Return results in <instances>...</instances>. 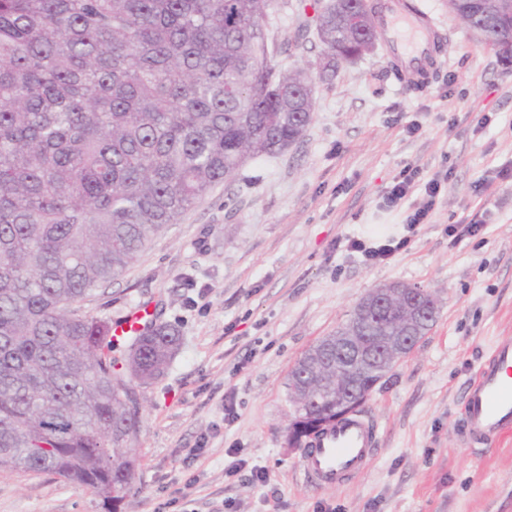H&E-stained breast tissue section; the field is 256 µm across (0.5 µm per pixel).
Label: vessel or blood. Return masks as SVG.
Returning a JSON list of instances; mask_svg holds the SVG:
<instances>
[{"label": "vessel or blood", "mask_w": 512, "mask_h": 512, "mask_svg": "<svg viewBox=\"0 0 512 512\" xmlns=\"http://www.w3.org/2000/svg\"><path fill=\"white\" fill-rule=\"evenodd\" d=\"M383 40L401 63L400 79L428 83L440 33L430 15L413 0H383L380 13ZM470 442L490 444L512 434V336L500 337L469 383L462 414ZM378 447V427L359 411L336 421L304 449L299 467L317 488H332L369 466Z\"/></svg>", "instance_id": "1"}]
</instances>
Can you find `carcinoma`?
Wrapping results in <instances>:
<instances>
[{
    "mask_svg": "<svg viewBox=\"0 0 512 512\" xmlns=\"http://www.w3.org/2000/svg\"><path fill=\"white\" fill-rule=\"evenodd\" d=\"M275 0H0V474L48 473L118 512L132 492L142 429L136 387L164 372L178 330L153 319L122 346L82 311L168 224L253 158L295 143L316 87L271 63ZM324 54H366L374 0H317ZM491 0H448L457 15ZM288 377V445L336 414V356L312 387ZM357 379L360 409L385 376Z\"/></svg>",
    "mask_w": 512,
    "mask_h": 512,
    "instance_id": "carcinoma-1",
    "label": "carcinoma"
}]
</instances>
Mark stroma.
<instances>
[{"mask_svg":"<svg viewBox=\"0 0 512 512\" xmlns=\"http://www.w3.org/2000/svg\"><path fill=\"white\" fill-rule=\"evenodd\" d=\"M443 33L430 83H400L385 45L318 84L312 120L281 153L249 161L180 223L166 226L121 277L82 306L117 320L146 306L180 346L141 388L138 493L120 512H512V436L493 446L462 434L468 382L493 342L512 336V62L477 39L447 0H415ZM312 0H280L268 17L282 70L318 61L305 23ZM420 177L404 203L384 198L406 166ZM447 181L427 223L405 221ZM481 224L452 241L454 224ZM410 235L368 265L346 240ZM432 290L438 318L364 404L378 426L368 469L319 490L286 442L288 376L372 288ZM264 472L265 481L255 479ZM0 512H103L52 474L0 475Z\"/></svg>","mask_w":512,"mask_h":512,"instance_id":"35a3bbf8","label":"stroma"}]
</instances>
